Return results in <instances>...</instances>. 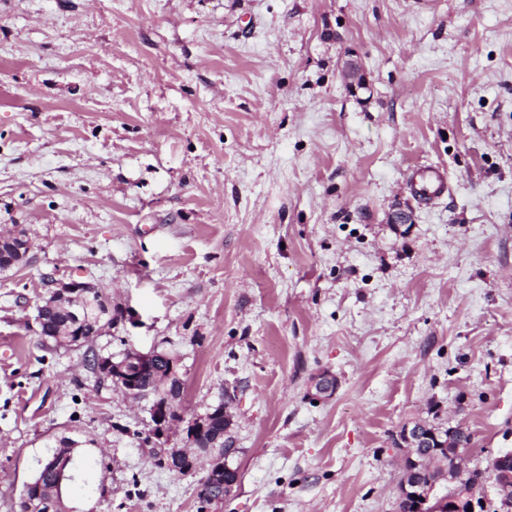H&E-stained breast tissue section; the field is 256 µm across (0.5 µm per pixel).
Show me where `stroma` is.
Returning a JSON list of instances; mask_svg holds the SVG:
<instances>
[{"instance_id": "1", "label": "stroma", "mask_w": 512, "mask_h": 512, "mask_svg": "<svg viewBox=\"0 0 512 512\" xmlns=\"http://www.w3.org/2000/svg\"><path fill=\"white\" fill-rule=\"evenodd\" d=\"M424 167L450 180L429 204ZM14 224L0 512L66 440L67 512H396L404 423L465 426L469 470L512 449V0H0ZM53 279L121 311L91 349L43 346ZM155 347L184 419L235 395L224 502L198 499L208 462L160 465L150 399L86 366ZM28 240V229L24 227L23 224L12 225V229L7 231L1 245L0 268H4L5 266L10 265L12 260H14L15 263H13L11 267H9L8 269L18 265L19 250H21L22 253L25 254L27 250L26 244L28 243ZM28 246L29 249L27 251V254L30 251V240Z\"/></svg>"}]
</instances>
